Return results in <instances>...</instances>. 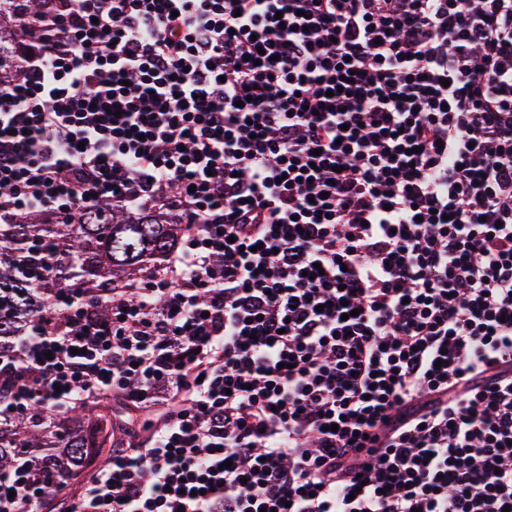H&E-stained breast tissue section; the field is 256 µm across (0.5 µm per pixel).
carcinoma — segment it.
Returning <instances> with one entry per match:
<instances>
[{"label":"carcinoma","mask_w":512,"mask_h":512,"mask_svg":"<svg viewBox=\"0 0 512 512\" xmlns=\"http://www.w3.org/2000/svg\"><path fill=\"white\" fill-rule=\"evenodd\" d=\"M45 5L46 0H0V80L19 78L18 27L34 25ZM182 233V225L159 210L115 212L108 201L70 219L40 210L0 224V359L15 354L55 289L110 298L115 284L140 282L148 260L162 264ZM18 375L0 373V471L20 464L41 467L46 459L33 449L59 448L53 462L67 481L80 468L107 463L105 451L124 443V422H113L107 406L9 405Z\"/></svg>","instance_id":"cac0c4a2"}]
</instances>
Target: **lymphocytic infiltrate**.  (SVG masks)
Listing matches in <instances>:
<instances>
[{"mask_svg": "<svg viewBox=\"0 0 512 512\" xmlns=\"http://www.w3.org/2000/svg\"><path fill=\"white\" fill-rule=\"evenodd\" d=\"M19 63L0 221L185 226L31 324L24 399L153 416L71 512L512 507V0H49Z\"/></svg>", "mask_w": 512, "mask_h": 512, "instance_id": "f902f5d3", "label": "lymphocytic infiltrate"}]
</instances>
